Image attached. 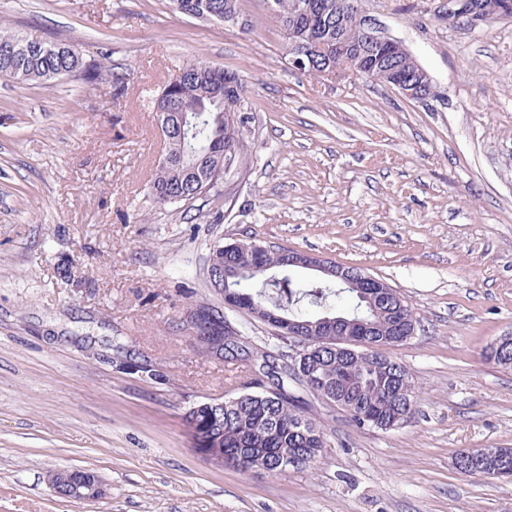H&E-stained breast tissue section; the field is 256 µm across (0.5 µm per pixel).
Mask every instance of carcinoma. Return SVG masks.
I'll return each instance as SVG.
<instances>
[{
	"label": "carcinoma",
	"instance_id": "1",
	"mask_svg": "<svg viewBox=\"0 0 512 512\" xmlns=\"http://www.w3.org/2000/svg\"><path fill=\"white\" fill-rule=\"evenodd\" d=\"M238 0H179L177 12L201 18L224 11L227 3ZM300 0H276L277 22L288 31L292 27ZM109 76L114 87L124 89L129 73L116 66L87 63L70 46L54 41H39L0 31V77L18 84L40 82L55 85L67 79H79L94 84ZM224 97V79L215 75L201 59H191L182 68L174 89L175 105L186 106L201 113L197 134L185 145H169L173 156L194 154L212 156L211 163L199 171L201 181L215 177L224 179L227 170L217 166L224 150L236 152L235 162L245 154L243 124L230 123L217 112L215 98ZM148 191L162 205H186L203 200L215 190L205 191L187 175L186 165L174 161L167 167H157L148 184ZM212 252L224 261V288L220 296L231 292L237 305L231 311L255 320L259 308L273 310L295 322L315 323L321 316L336 310L331 303H342L341 315L366 323L364 335L352 336L355 342L375 346H398L409 337L402 331H415L418 320L401 296L392 304L402 305L398 315L400 331L385 326L390 307L377 305L379 316L369 317V307L363 295L366 288H350L336 283L331 277L294 280L293 267L282 249L269 248L255 241H245L241 247L216 245ZM338 343L316 350L306 368L295 371L288 360H279L263 353L257 359L250 345L237 328L224 335L222 361L252 370L256 389H246L233 399H208L195 404L197 410L184 416L195 427L202 441L210 448L224 449V457L234 459L248 454L255 465L275 466L285 455L301 458L303 469L314 462L326 444L321 425L307 415L305 399L295 392L300 386L305 393L330 403L344 411L357 428L392 429L408 421L415 413V392L409 370L385 353L371 356H348L336 352ZM486 467L482 474L502 478L496 462L504 455L512 456V448H477Z\"/></svg>",
	"mask_w": 512,
	"mask_h": 512
}]
</instances>
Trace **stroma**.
Returning a JSON list of instances; mask_svg holds the SVG:
<instances>
[{
	"label": "stroma",
	"mask_w": 512,
	"mask_h": 512,
	"mask_svg": "<svg viewBox=\"0 0 512 512\" xmlns=\"http://www.w3.org/2000/svg\"><path fill=\"white\" fill-rule=\"evenodd\" d=\"M444 0H362L431 76L417 101L347 74L293 69L263 0L238 23L168 0H0V30L64 43L130 74L47 87L0 77V512H512V482L459 451L512 447V19L450 27ZM200 58L247 84V156L206 204L156 203L153 101ZM255 240L387 282L420 321L391 349L416 413L359 429L316 397L327 446L266 476L192 448L182 416L240 392L180 324L210 288L214 245ZM70 270L72 283L61 273ZM85 469L102 499L58 497Z\"/></svg>",
	"instance_id": "35a3bbf8"
}]
</instances>
